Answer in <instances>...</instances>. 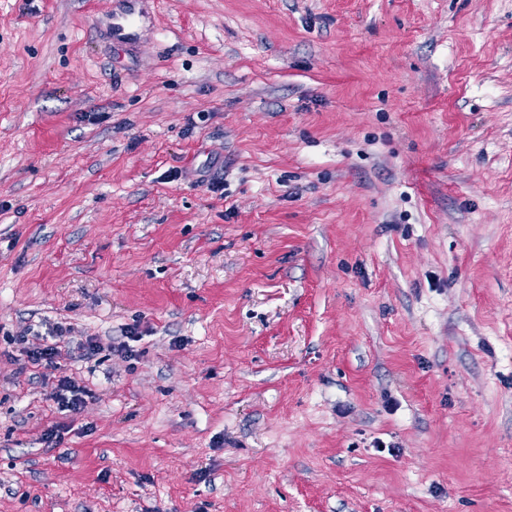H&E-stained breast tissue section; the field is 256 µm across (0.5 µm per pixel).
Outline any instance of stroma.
Masks as SVG:
<instances>
[{
  "instance_id": "stroma-1",
  "label": "stroma",
  "mask_w": 512,
  "mask_h": 512,
  "mask_svg": "<svg viewBox=\"0 0 512 512\" xmlns=\"http://www.w3.org/2000/svg\"><path fill=\"white\" fill-rule=\"evenodd\" d=\"M115 3L0 0V512H512V0ZM126 7L119 14H112L110 31L113 43L128 44L137 39L144 11L143 0H125ZM66 332L67 330L56 328L55 333L48 335L52 339V342L48 343V336H46L45 339L43 337L44 344L27 350L28 358L31 362L36 365H42L47 370L55 368V359L60 351L57 339L60 341L61 338L65 336L64 333ZM52 390L49 398L57 404V409L71 415L80 412L85 401L84 397L88 396V392L83 387L67 378L57 380Z\"/></svg>"
}]
</instances>
